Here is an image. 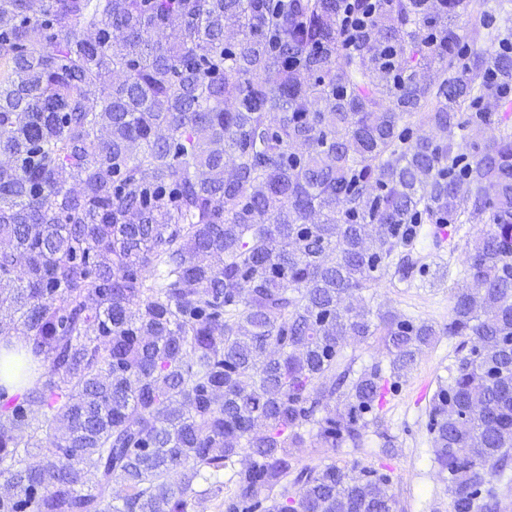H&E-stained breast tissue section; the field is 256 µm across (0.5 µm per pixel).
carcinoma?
<instances>
[{"instance_id":"carcinoma-1","label":"carcinoma","mask_w":512,"mask_h":512,"mask_svg":"<svg viewBox=\"0 0 512 512\" xmlns=\"http://www.w3.org/2000/svg\"><path fill=\"white\" fill-rule=\"evenodd\" d=\"M511 22L490 0H0V335L25 336L0 512H194L237 462L224 512H397L386 475L291 449L359 447L440 335L467 350L429 420L451 512H497ZM425 224L488 225L440 328L357 300L396 255L426 272ZM351 338L389 370H354ZM345 352L348 356L355 358V370H359L363 365L373 361H382V367H387L388 365V359L385 357L384 350L373 338L365 342L358 339H350L346 344Z\"/></svg>"}]
</instances>
